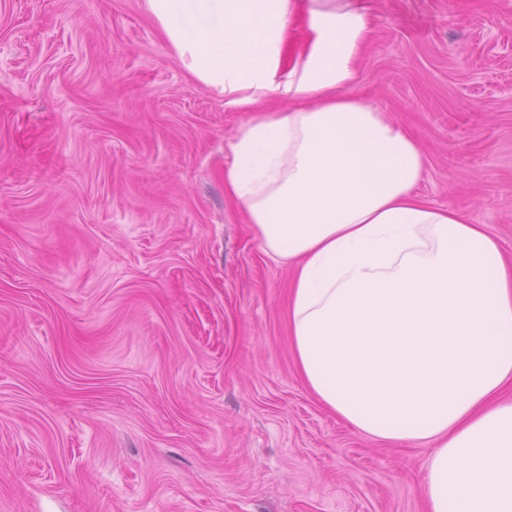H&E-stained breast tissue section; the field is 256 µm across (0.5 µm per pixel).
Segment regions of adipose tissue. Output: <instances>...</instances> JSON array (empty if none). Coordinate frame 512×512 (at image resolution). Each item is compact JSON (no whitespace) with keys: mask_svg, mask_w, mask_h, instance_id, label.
I'll use <instances>...</instances> for the list:
<instances>
[{"mask_svg":"<svg viewBox=\"0 0 512 512\" xmlns=\"http://www.w3.org/2000/svg\"><path fill=\"white\" fill-rule=\"evenodd\" d=\"M145 2L182 66L248 115L224 195L294 267L311 393L364 435L432 443L428 512H512V266L485 225L416 195V139L357 95L367 0Z\"/></svg>","mask_w":512,"mask_h":512,"instance_id":"obj_1","label":"adipose tissue"}]
</instances>
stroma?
<instances>
[{"label":"stroma","mask_w":512,"mask_h":512,"mask_svg":"<svg viewBox=\"0 0 512 512\" xmlns=\"http://www.w3.org/2000/svg\"><path fill=\"white\" fill-rule=\"evenodd\" d=\"M357 91L512 264V0H371ZM246 118L145 0H0V512H425L428 444L299 375L224 195Z\"/></svg>","instance_id":"35a3bbf8"}]
</instances>
